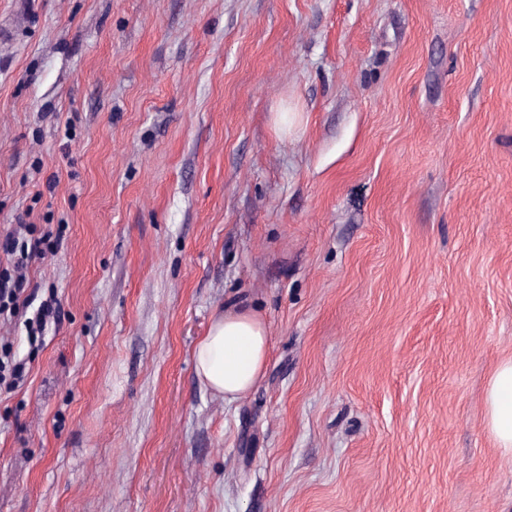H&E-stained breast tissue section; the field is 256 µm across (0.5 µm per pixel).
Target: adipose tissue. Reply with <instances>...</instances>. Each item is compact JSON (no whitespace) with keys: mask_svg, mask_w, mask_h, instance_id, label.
Masks as SVG:
<instances>
[{"mask_svg":"<svg viewBox=\"0 0 512 512\" xmlns=\"http://www.w3.org/2000/svg\"><path fill=\"white\" fill-rule=\"evenodd\" d=\"M268 354L267 328L248 306L217 315L193 351L195 373L213 393L233 401L260 381ZM487 419L497 447L512 455V359L496 368L486 394Z\"/></svg>","mask_w":512,"mask_h":512,"instance_id":"adipose-tissue-1","label":"adipose tissue"}]
</instances>
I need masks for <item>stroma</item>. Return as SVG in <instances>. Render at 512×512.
Listing matches in <instances>:
<instances>
[{"label":"stroma","instance_id":"obj_1","mask_svg":"<svg viewBox=\"0 0 512 512\" xmlns=\"http://www.w3.org/2000/svg\"><path fill=\"white\" fill-rule=\"evenodd\" d=\"M0 273V512H512V0H0ZM24 288L15 282L11 283L9 277L0 275V315L5 311L10 313H17L22 308H27L30 304L31 297L26 296L23 299ZM268 354L267 328L252 309L231 304L217 315L193 351L199 381L234 401L260 381ZM490 432L504 454L512 455V359L496 368L486 394Z\"/></svg>","mask_w":512,"mask_h":512}]
</instances>
